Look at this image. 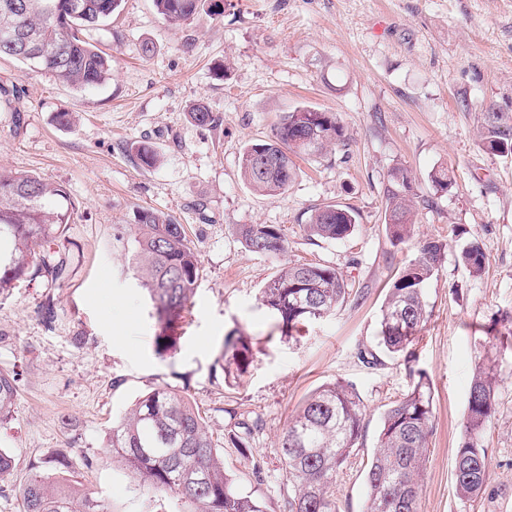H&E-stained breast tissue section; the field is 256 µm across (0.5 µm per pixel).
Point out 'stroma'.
<instances>
[{
    "instance_id": "1",
    "label": "stroma",
    "mask_w": 512,
    "mask_h": 512,
    "mask_svg": "<svg viewBox=\"0 0 512 512\" xmlns=\"http://www.w3.org/2000/svg\"><path fill=\"white\" fill-rule=\"evenodd\" d=\"M86 39L111 54L112 74L77 89L52 72L0 58V170L39 176L74 205L51 244L66 260L62 279H26L0 295V369L19 373L0 448L14 458L0 479V512H23L19 490L48 460L64 456L71 479L111 512H177L109 452L112 422L143 394L168 386L187 396L224 466L266 512H282L288 482L278 440L306 396L341 381L366 409L361 445L336 477L340 512H362L365 471L381 416L425 373L433 395L419 512H512V355L499 372L496 413L485 438L484 493L460 499L453 471L474 367L486 331L512 316V155L486 152V107L512 113V0H224L172 26L153 0H124ZM155 51L143 57L141 46ZM221 113L217 129L188 117L195 101ZM336 113L345 144L296 158L288 188L270 197L244 181L240 155L272 139L288 112ZM75 124L60 126L57 113ZM161 156L140 166L131 143ZM415 177L414 235L392 245L385 188L393 168ZM447 168L438 192L429 176ZM336 205L357 223L343 241L307 236L312 210ZM139 209L165 212L200 255L196 292L174 349L154 347L156 315L128 264L125 233ZM242 224L279 226L288 249L270 258L248 250ZM445 245L425 286L430 317L411 359L379 345L381 306L419 240ZM478 242L486 270L473 277L457 256ZM336 268L352 293L335 311L282 334L262 305L265 283L285 263ZM243 336L251 363L225 376V336ZM252 427L245 451L231 448L237 424Z\"/></svg>"
}]
</instances>
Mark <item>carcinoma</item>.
I'll return each instance as SVG.
<instances>
[{"label":"carcinoma","instance_id":"cac0c4a2","mask_svg":"<svg viewBox=\"0 0 512 512\" xmlns=\"http://www.w3.org/2000/svg\"><path fill=\"white\" fill-rule=\"evenodd\" d=\"M123 0H0V57L14 58L47 69L78 88L103 83L112 73V57L84 38V31L119 11ZM215 15L224 13L219 0H154L157 13L170 24L191 20L205 3ZM191 120L210 129L224 116L202 103L189 109ZM345 142L343 127L333 112L300 107L278 126L274 139L247 144L241 173L257 192L274 196L292 181L297 155H317ZM481 142L500 155L512 154V113L490 107L482 113ZM141 165L155 166L160 154L148 141L130 146ZM436 190L453 186L450 171L430 175ZM412 178L393 169L385 193V224L393 244L413 234ZM71 202L60 187L29 174L0 172V294L14 282L47 273L57 279L63 262L47 250L71 218ZM356 224L348 209L326 205L315 209L304 230L311 237L341 241ZM239 234L252 252L280 255L288 242L281 229L269 224H241ZM131 264L156 310L158 352L176 343V328L195 294L201 260L183 225L156 210L135 215ZM442 243L426 239L417 255L395 276L381 309L380 341L393 355L409 359L427 322L425 284L437 275L444 256ZM461 261L478 277L485 269L481 246L463 247ZM350 295L335 268L322 264H287L262 288L261 301L281 325L291 331L322 317ZM490 349H512V330L497 331ZM251 348L242 336L224 340V373H243ZM499 373L496 359L486 356L471 377L467 413L461 425L454 482L461 499H475L485 490L489 468L483 439L496 412ZM18 373L0 370V424L11 418ZM365 407L360 397L340 381L320 386L291 417L279 441L288 485L283 512H339L332 488L360 445ZM433 428V396L428 377L417 373L411 389L385 410L376 449L366 470L367 497L363 512H418L425 453ZM112 457L148 489L172 492L188 503L189 512H265L261 501L244 491L224 468V456L209 436L190 401L176 390L157 387L145 393L112 422ZM24 512H110L107 505L74 487L62 488L36 473L21 489Z\"/></svg>","mask_w":512,"mask_h":512}]
</instances>
